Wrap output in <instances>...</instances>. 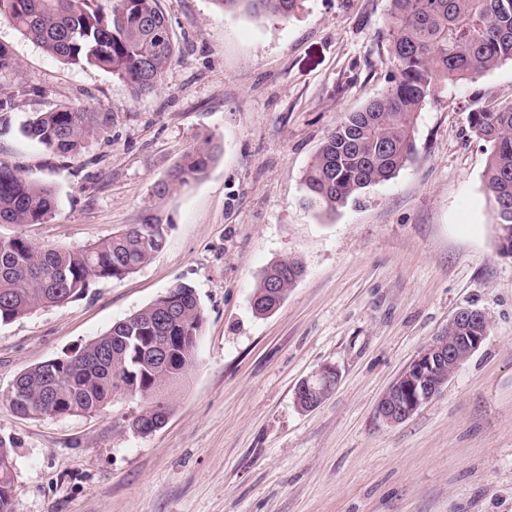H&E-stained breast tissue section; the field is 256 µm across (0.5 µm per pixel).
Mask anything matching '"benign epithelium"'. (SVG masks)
Listing matches in <instances>:
<instances>
[{
    "label": "benign epithelium",
    "instance_id": "benign-epithelium-1",
    "mask_svg": "<svg viewBox=\"0 0 512 512\" xmlns=\"http://www.w3.org/2000/svg\"><path fill=\"white\" fill-rule=\"evenodd\" d=\"M452 321L456 335L427 344L380 399L377 414L384 424L393 426L405 421L431 400L486 338L487 326L483 325L482 312L463 309ZM330 372L335 369L324 366L304 380L302 390L309 398L320 393L314 383Z\"/></svg>",
    "mask_w": 512,
    "mask_h": 512
}]
</instances>
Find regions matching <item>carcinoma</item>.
<instances>
[{"label":"carcinoma","instance_id":"obj_1","mask_svg":"<svg viewBox=\"0 0 512 512\" xmlns=\"http://www.w3.org/2000/svg\"><path fill=\"white\" fill-rule=\"evenodd\" d=\"M0 0V17L63 63L90 66L125 82L135 95L156 91L175 53L159 0ZM224 10L242 7L256 17L287 19L299 0H215ZM395 71L386 91L358 112H349L308 164L304 204L334 212L361 190L391 179L414 154L418 113L442 88L512 61V0H390L387 18ZM475 135L490 147L485 170L496 205L498 248L512 256V103L476 100L469 112ZM112 113L81 104L39 112L25 134L61 158L80 153L104 132ZM219 146L205 138L189 146L155 183L164 198L199 178ZM55 191L27 180L0 161V224H43L56 208ZM166 242L159 221L134 224L111 238L80 248L39 246L23 235H0V323L83 296L95 281H120L137 272ZM302 274L295 260H280L262 273L252 297L262 314L282 303ZM177 314L163 319L164 309ZM204 312L184 282L121 320L67 357L46 380L50 361L24 370L7 403L21 417L95 414L117 396L143 406L129 429L146 435L171 412L155 387L168 372L190 370ZM169 341L168 363L150 360V346ZM13 450L0 439V512H14L13 470L3 458Z\"/></svg>","mask_w":512,"mask_h":512}]
</instances>
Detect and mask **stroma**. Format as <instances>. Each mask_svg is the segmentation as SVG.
Instances as JSON below:
<instances>
[{
	"instance_id": "obj_1",
	"label": "stroma",
	"mask_w": 512,
	"mask_h": 512,
	"mask_svg": "<svg viewBox=\"0 0 512 512\" xmlns=\"http://www.w3.org/2000/svg\"><path fill=\"white\" fill-rule=\"evenodd\" d=\"M160 6L176 53L143 97L0 20L17 62L0 72L14 95L0 160L57 197L48 222L0 224V235L78 248L152 216L167 227L136 273L0 323L14 512H512V257L498 249L490 148L468 119L474 99L512 102V62L427 102L412 160L326 213L304 207L302 177L344 114L389 85L390 0H301L285 20L215 0ZM64 103L111 113L112 125L60 159L23 126ZM206 137L220 146L206 173L155 197ZM287 258L302 276L272 315H256L261 274ZM178 282L195 288L204 324L162 428L129 430L134 398L66 418L10 409L24 369L73 354ZM464 308L489 320L479 349L407 420L383 424L382 395ZM325 365L335 389L302 410L297 385Z\"/></svg>"
}]
</instances>
